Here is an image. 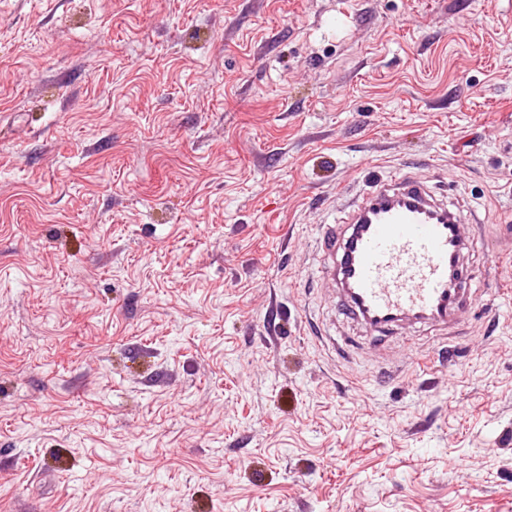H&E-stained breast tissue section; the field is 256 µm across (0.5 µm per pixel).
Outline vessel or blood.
Masks as SVG:
<instances>
[{
  "instance_id": "obj_1",
  "label": "vessel or blood",
  "mask_w": 512,
  "mask_h": 512,
  "mask_svg": "<svg viewBox=\"0 0 512 512\" xmlns=\"http://www.w3.org/2000/svg\"><path fill=\"white\" fill-rule=\"evenodd\" d=\"M339 212L336 223L320 225L314 249L345 314L380 333L456 325L469 299L461 256L476 219L450 210L410 171L344 196Z\"/></svg>"
}]
</instances>
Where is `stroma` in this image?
I'll return each mask as SVG.
<instances>
[{
	"instance_id": "35a3bbf8",
	"label": "stroma",
	"mask_w": 512,
	"mask_h": 512,
	"mask_svg": "<svg viewBox=\"0 0 512 512\" xmlns=\"http://www.w3.org/2000/svg\"><path fill=\"white\" fill-rule=\"evenodd\" d=\"M412 169L447 336L312 240ZM512 0H0V512H512Z\"/></svg>"
}]
</instances>
